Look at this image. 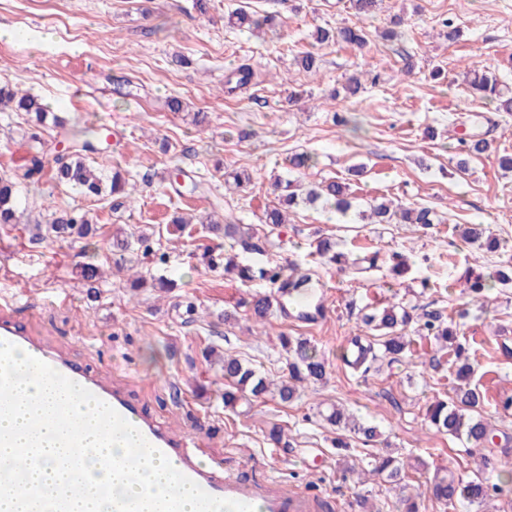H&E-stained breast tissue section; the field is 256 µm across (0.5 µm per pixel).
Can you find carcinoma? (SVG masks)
Here are the masks:
<instances>
[{"label": "carcinoma", "mask_w": 512, "mask_h": 512, "mask_svg": "<svg viewBox=\"0 0 512 512\" xmlns=\"http://www.w3.org/2000/svg\"><path fill=\"white\" fill-rule=\"evenodd\" d=\"M228 23L259 29L273 23V18L260 19L240 11L230 14ZM314 35L318 43L336 39L360 48L367 44L366 31L360 26L344 25L336 29L318 26ZM231 77L235 78V85L229 87V91L233 92L249 85L255 78V73L249 66L242 64ZM462 77L471 95L495 104L497 112H512V92L495 74L467 66L462 71ZM8 106L12 107L14 112L23 113L35 120V132L31 133L30 138L36 143V149L30 153L20 168L13 172L0 173V224L22 223L25 210L21 209L20 187H31L46 175L42 160L44 143L37 130L49 124L61 129L64 139L68 142V147L55 157V165L51 168L52 180L71 186L82 198L90 201H98L107 194L131 197L127 189L129 182L122 179L120 173H113L111 183L108 184L104 174L87 162L90 155L99 151V146L105 140L104 134L85 126L78 116L68 119L51 112L49 106L37 96L28 93L19 95L1 86L0 109ZM286 188L288 194L284 203L290 207L313 205L325 199L337 213L344 216L353 208L352 191L347 178L331 180L317 188L302 192L293 181L288 180ZM358 216H368L375 224H419L429 227L440 223L436 213L428 207L395 204L384 197L373 200L369 204V212L360 211ZM206 230L216 238H237L244 253L256 250L254 239L257 235L253 228L247 224L235 223L231 216L224 218L222 224L209 222ZM96 232V219L90 210L83 207H68L50 211L46 223L36 227L32 241H77L93 238ZM462 239L469 245L484 246L490 253L498 251L496 239L483 240V230L478 226L464 228ZM149 241V236L133 227L113 233L112 251L119 255V260L115 261V264L119 265L126 261L125 253L134 244L144 248V252H150ZM337 246L338 243L328 237L319 239L311 255L340 266H358V260L350 259L347 252L336 250ZM201 261L209 268L224 267V274L227 276L233 274L244 282L262 280L273 288L309 279V274L302 272L297 266L292 267V274L286 277L283 269L278 266L252 265L238 254H217L212 248L203 251ZM465 279L468 283L470 304L482 309L488 303L485 291L491 287V282L501 285L512 282V262H501L495 271L489 274L468 271L465 273ZM246 305L249 306L255 321L261 323L272 309L271 294L253 293L246 301ZM415 310L416 307L402 302L390 303L382 308H363L361 321L371 331V336L362 343L363 359L355 364V367L371 365L386 358L392 363L403 354L413 355L415 340L408 336V328L416 317ZM416 318L422 320L417 330L418 335L428 341H435L438 351L441 352V355L431 357L430 366L437 369L447 363L451 364L452 374L457 381V386L452 388L448 398H437L426 405L425 419L438 433L456 439L463 438L475 448L484 447L493 436V431L483 417L485 395L478 387L471 385V380L478 370V362H471L465 356L466 347L460 342V330L453 318L444 315V311H426ZM293 352L294 358L289 364L288 379L277 384L258 374L250 362L233 356L224 357V406L233 409L238 402L248 397L258 399L268 394L283 403H288L296 398L297 385L318 383L325 378V363L307 342H297ZM326 420L333 426H342L355 435L363 436L366 442L374 440L378 435L376 426L364 421L349 423L337 409L332 410L326 416ZM402 470L400 460L390 454H376L372 457V474L384 475L398 481L401 479ZM496 489L497 486L489 484L488 480L481 476L468 481L443 477L435 479L433 496L450 512H456L460 504L471 508L481 506Z\"/></svg>", "instance_id": "cac0c4a2"}]
</instances>
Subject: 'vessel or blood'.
<instances>
[{"instance_id": "vessel-or-blood-1", "label": "vessel or blood", "mask_w": 512, "mask_h": 512, "mask_svg": "<svg viewBox=\"0 0 512 512\" xmlns=\"http://www.w3.org/2000/svg\"><path fill=\"white\" fill-rule=\"evenodd\" d=\"M0 340L10 342L47 363L111 406L136 427L150 445L166 455L179 472L208 494L251 505L257 512H316L314 498L301 488L286 490L275 481L254 483L221 463H204L198 453L199 436L159 424L132 401L121 386L105 377L92 375L73 360L47 349L9 318H0Z\"/></svg>"}]
</instances>
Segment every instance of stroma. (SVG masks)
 <instances>
[{
  "mask_svg": "<svg viewBox=\"0 0 512 512\" xmlns=\"http://www.w3.org/2000/svg\"><path fill=\"white\" fill-rule=\"evenodd\" d=\"M0 0V28L18 30L0 40V85L39 95L52 111L106 126V153L95 162L104 175L120 168L137 189L130 207L106 201L95 206L104 236L134 225L159 236L178 285L170 290H133L116 272L103 242L90 247L67 241L29 242L27 226H0V296L13 319L32 328L47 345L85 369L130 379L131 397L150 414L181 430L207 423L206 457L255 480L307 488L324 512H397L400 486L360 473L362 459L376 453L398 457L419 512H445L430 490L436 472L468 476L479 457L486 475L501 485L485 512H512V483L504 461L512 460V288H491L489 312L469 305L466 270L487 272L495 258L512 257V173L498 159L512 154V113L471 101L459 74L465 65L485 67L512 87V0H383L371 18L359 20L349 0ZM242 8L271 15L274 26L256 36L228 27L225 17ZM453 20L460 38L447 42L442 20ZM363 24L364 49L317 43L316 26ZM391 29L395 39H382ZM312 51L318 73L299 70L294 57ZM414 67L405 71L404 56ZM250 64L256 83L228 93L227 78ZM444 79L431 76L433 69ZM363 72L364 92L333 97L353 72ZM181 98L188 112L170 111ZM207 113L205 127L191 113ZM347 125L334 122V115ZM475 131L490 142L455 173L463 140ZM29 125L0 115V172L20 165L31 150ZM311 167L291 170L296 153ZM363 166L353 192L360 206L386 197L432 209L438 224H339L322 205L291 209L287 223L269 234L266 261L317 274L326 291L327 316L317 324L284 320L271 312L254 324L245 301L251 285L210 269L198 259L216 241L199 224L169 234L173 216L212 210L233 213L237 223L259 224L276 203L273 176L320 183ZM182 168L184 177L171 173ZM252 173L241 190L224 185L228 173ZM68 186L43 179L23 193L31 223L44 222L48 207L81 204ZM479 224L500 241L498 256L464 245L458 226ZM329 237L359 256H378L374 270L358 275L329 262H312L316 239ZM406 257L409 271L394 275L384 257ZM101 266L105 280L90 294L75 267ZM407 299L463 316L467 337L482 344L476 379L487 392L485 416L493 445L468 453L465 442L437 433L425 407L447 394L435 371L408 361L380 362L355 371L342 361L353 336L367 332L358 310L385 300ZM235 320L224 321V311ZM307 341L326 364L322 382L306 385L288 404L269 399L251 411L224 406V375L206 358L207 348L245 358L263 375L287 376V341ZM344 408L376 425L377 442L352 438L339 459L336 432L323 416ZM282 431L273 443V431Z\"/></svg>",
  "mask_w": 512,
  "mask_h": 512,
  "instance_id": "obj_1",
  "label": "stroma"
}]
</instances>
